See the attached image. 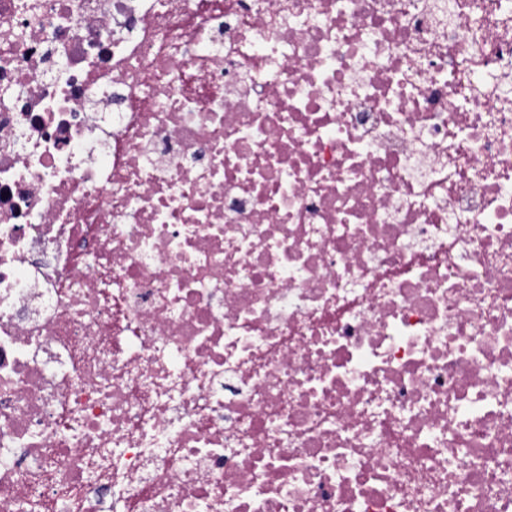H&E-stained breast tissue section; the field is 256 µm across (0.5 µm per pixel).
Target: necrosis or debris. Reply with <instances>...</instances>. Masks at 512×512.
Returning a JSON list of instances; mask_svg holds the SVG:
<instances>
[{"instance_id":"4bbe7bcc","label":"necrosis or debris","mask_w":512,"mask_h":512,"mask_svg":"<svg viewBox=\"0 0 512 512\" xmlns=\"http://www.w3.org/2000/svg\"><path fill=\"white\" fill-rule=\"evenodd\" d=\"M512 512V0H0V512Z\"/></svg>"}]
</instances>
